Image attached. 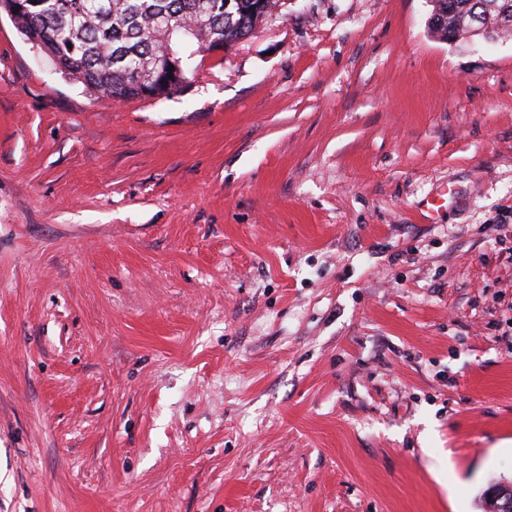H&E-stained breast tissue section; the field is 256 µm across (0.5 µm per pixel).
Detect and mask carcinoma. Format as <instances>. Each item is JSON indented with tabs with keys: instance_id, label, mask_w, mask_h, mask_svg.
I'll use <instances>...</instances> for the list:
<instances>
[{
	"instance_id": "cac0c4a2",
	"label": "carcinoma",
	"mask_w": 512,
	"mask_h": 512,
	"mask_svg": "<svg viewBox=\"0 0 512 512\" xmlns=\"http://www.w3.org/2000/svg\"><path fill=\"white\" fill-rule=\"evenodd\" d=\"M232 6L225 7L226 2ZM484 0H442L451 19ZM260 0H33L14 13L17 0H0V12L17 15L15 26L30 43L57 60L58 71L90 95L114 100L138 98L134 80L167 50L163 29L149 27L155 15L172 22L202 19L196 46L174 57L183 75L192 73L197 49L250 34L263 20Z\"/></svg>"
}]
</instances>
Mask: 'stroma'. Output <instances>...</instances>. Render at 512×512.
I'll return each instance as SVG.
<instances>
[{
  "instance_id": "1",
  "label": "stroma",
  "mask_w": 512,
  "mask_h": 512,
  "mask_svg": "<svg viewBox=\"0 0 512 512\" xmlns=\"http://www.w3.org/2000/svg\"><path fill=\"white\" fill-rule=\"evenodd\" d=\"M429 10L279 0L125 101L0 14V512H486L512 482V35Z\"/></svg>"
}]
</instances>
